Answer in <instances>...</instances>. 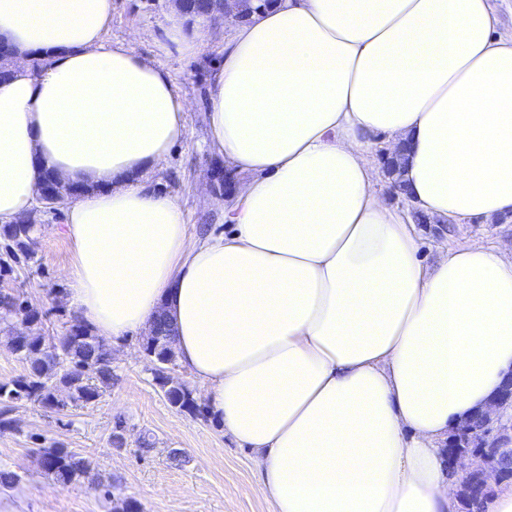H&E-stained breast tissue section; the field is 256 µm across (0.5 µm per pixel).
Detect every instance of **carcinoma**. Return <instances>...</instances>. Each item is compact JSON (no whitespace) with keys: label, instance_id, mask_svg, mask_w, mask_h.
Wrapping results in <instances>:
<instances>
[{"label":"carcinoma","instance_id":"carcinoma-1","mask_svg":"<svg viewBox=\"0 0 512 512\" xmlns=\"http://www.w3.org/2000/svg\"><path fill=\"white\" fill-rule=\"evenodd\" d=\"M275 0H234L231 6L246 21L255 12ZM384 174L390 180L395 197L405 194L400 180L402 158L398 154L381 159ZM34 224L0 226V238L8 241L0 256V276L13 272L20 258L34 259ZM42 312L20 295L0 290V325H5L7 346L23 365V372L9 384H0V431L12 428L9 413L19 401H30L42 408L63 414L72 408L96 402L112 387L113 372L110 346L79 319L64 322V330L47 336L37 329ZM145 354L157 363L154 381L171 406L188 413L199 411L192 390L173 374L176 350L173 330L165 320L158 335L142 343ZM38 464L63 487L85 476L93 462L82 453L57 443L38 449Z\"/></svg>","mask_w":512,"mask_h":512}]
</instances>
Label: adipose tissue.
Masks as SVG:
<instances>
[{
	"label": "adipose tissue",
	"instance_id": "1",
	"mask_svg": "<svg viewBox=\"0 0 512 512\" xmlns=\"http://www.w3.org/2000/svg\"><path fill=\"white\" fill-rule=\"evenodd\" d=\"M111 23L112 0H0V225L46 179L84 185L71 306L112 338L167 317L274 512H455L444 444L512 375V247L427 263L371 147H405L409 201L436 220L512 214V39L491 0H274L235 26L207 101L236 179L221 233L190 232L152 184L189 105ZM161 28L186 57L209 38L175 9Z\"/></svg>",
	"mask_w": 512,
	"mask_h": 512
}]
</instances>
